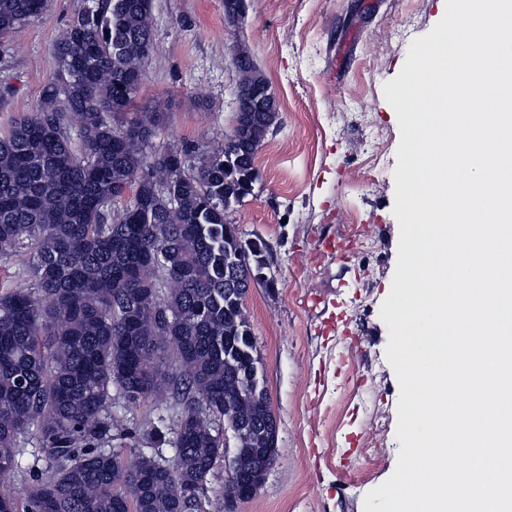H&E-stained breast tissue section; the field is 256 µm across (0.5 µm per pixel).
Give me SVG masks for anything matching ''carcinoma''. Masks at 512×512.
<instances>
[{
	"mask_svg": "<svg viewBox=\"0 0 512 512\" xmlns=\"http://www.w3.org/2000/svg\"><path fill=\"white\" fill-rule=\"evenodd\" d=\"M48 0H0V38ZM152 0H96L54 44L59 70L36 112L0 137V261L27 249L34 287L0 294V512H201L197 492L224 449L263 479L279 428L244 300L265 279L267 243L227 222L258 179L279 112L252 58L235 57L247 101L216 145L153 147L167 113H130L153 50ZM194 154L196 171L182 158ZM131 193L117 212L112 204ZM183 405L123 464L112 405L161 389ZM229 443H224V432ZM51 466L24 498L23 443ZM119 449L103 450L109 442Z\"/></svg>",
	"mask_w": 512,
	"mask_h": 512,
	"instance_id": "obj_1",
	"label": "carcinoma"
}]
</instances>
